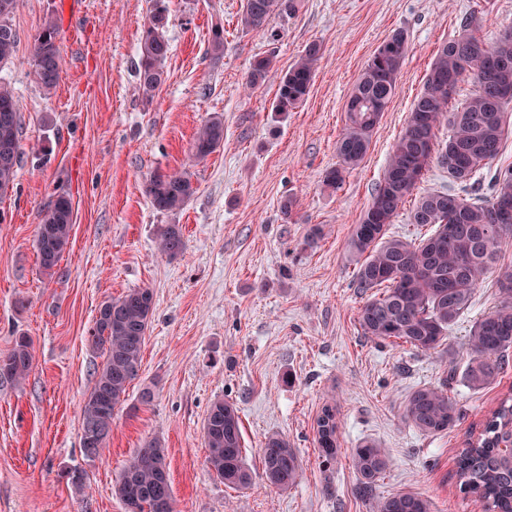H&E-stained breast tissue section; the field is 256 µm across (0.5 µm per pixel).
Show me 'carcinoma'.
<instances>
[{
    "instance_id": "1",
    "label": "carcinoma",
    "mask_w": 512,
    "mask_h": 512,
    "mask_svg": "<svg viewBox=\"0 0 512 512\" xmlns=\"http://www.w3.org/2000/svg\"><path fill=\"white\" fill-rule=\"evenodd\" d=\"M164 0H152V10L141 40L136 76L143 98L150 102L165 83L169 53ZM16 0H0V67L12 62L17 33L11 16ZM295 10V0H244L240 23L246 31L265 33L273 16ZM459 34L443 42L435 54L423 88L414 101L410 119L388 156L371 202L354 225L347 248L357 264L356 287L371 296L358 310L363 335L377 341H399L421 352L442 345L448 329L470 306L473 294L493 270L501 302L471 327L465 379L474 390L490 388L509 367L512 356V268L499 265L503 244L512 238V167L488 171L489 194L463 198L475 174L501 152L508 132L507 108L512 104V28L488 44L476 27L475 14L464 18ZM57 21L45 19L32 52L36 82L47 92L59 79L62 63ZM320 45L309 44L283 75L277 73L274 53L257 56L247 76L254 89L279 79L273 111L296 108L308 94ZM407 53V36L391 34L367 62L350 92L346 128L337 142L339 164L326 171L324 185L335 190L345 174L364 160L374 129L391 102ZM470 78L472 93L455 103L458 85ZM448 125V139L437 142L436 130ZM20 115L11 88L0 83V198L13 189L21 162ZM224 142V116L205 119L191 143V156L203 161ZM448 173L458 190H433L414 196L432 161ZM188 169L155 173L146 183L152 207L162 213L181 211L196 193ZM415 205L412 223L434 228L419 241L391 236L388 227L409 197ZM74 221L69 196L59 194L43 211L36 250L42 270L49 274L67 250ZM159 250L170 258L184 254L182 226L167 224L159 236ZM154 309L149 288H133L100 305L89 332L90 346L102 353L103 363L85 397L82 413V452L89 462L107 448L112 415L126 401L131 383L139 377L142 353ZM34 349L27 336L15 338L0 355V384L18 385L33 367ZM462 408L448 394L447 383L423 385L403 404L407 424L437 435L448 431ZM339 422L336 406L327 403L316 418L321 455L336 454ZM203 436L209 471L230 488H247L253 475L243 455L239 408L222 398L210 404ZM512 397L479 423V429L458 450L456 477L460 490L484 504L485 512H512ZM263 472L267 482L281 490L293 486L302 472L301 460L288 439L271 434L263 444ZM389 465L386 449L372 439L357 445L352 468L363 494L371 493ZM115 495L125 512H175L166 466L165 448L158 439L135 450L118 474ZM376 512H434L431 499L410 490L380 499Z\"/></svg>"
}]
</instances>
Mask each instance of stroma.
<instances>
[{
	"label": "stroma",
	"instance_id": "35a3bbf8",
	"mask_svg": "<svg viewBox=\"0 0 512 512\" xmlns=\"http://www.w3.org/2000/svg\"><path fill=\"white\" fill-rule=\"evenodd\" d=\"M167 79L153 101L135 67L151 0H79L73 23L62 0H17L13 64L0 69L21 115V165L0 200V354L30 337L33 368L23 384L0 386V512H124L116 475L151 439L166 448L176 512H374L376 499L411 490L436 512H479L460 492L458 449L472 424L512 394V367L499 385L471 389L463 377L474 321L500 298L496 274L477 288L451 326L445 349L421 352L361 334L367 296L354 284L346 244L372 199L393 144L440 44L476 13L493 42L512 26V0H297L273 18L276 41L241 30L243 0H166ZM55 16L63 62L44 91L29 65L47 16ZM224 30V55L208 50ZM404 31L408 51L396 93L367 155L337 190L336 167L347 97L378 47ZM321 45L304 101L284 116L277 84L245 85L253 59L274 53L286 72L311 42ZM224 117V142L201 162L190 156L200 123ZM188 168L197 186L184 209L156 212L145 193L151 174ZM73 204L70 244L45 274L35 238L54 195ZM296 198L292 216L281 204ZM186 241L177 258L156 247L164 225ZM324 235L314 246L313 227ZM132 288L154 292L140 376L114 414L104 454L81 453V407L102 363L88 343L99 306ZM456 379H449V368ZM447 383L462 414L447 432L425 435L404 421L406 397ZM154 401H138L143 387ZM240 408L244 450L255 477L235 490L206 464L203 424L215 398ZM340 421L334 460L323 461L314 421L327 400ZM288 438L302 460L297 483L280 491L261 475L266 436ZM387 448L390 463L371 496L351 467L363 440ZM86 472L84 490L66 470Z\"/></svg>",
	"mask_w": 512,
	"mask_h": 512
}]
</instances>
